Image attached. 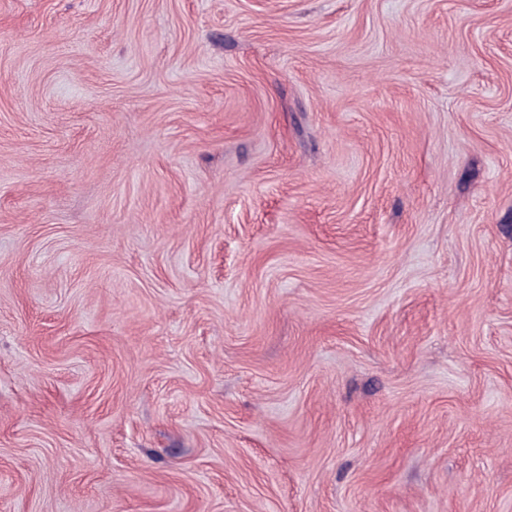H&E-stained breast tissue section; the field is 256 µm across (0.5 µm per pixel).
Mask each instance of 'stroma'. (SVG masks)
Masks as SVG:
<instances>
[{"instance_id":"35a3bbf8","label":"stroma","mask_w":512,"mask_h":512,"mask_svg":"<svg viewBox=\"0 0 512 512\" xmlns=\"http://www.w3.org/2000/svg\"><path fill=\"white\" fill-rule=\"evenodd\" d=\"M0 512H512V0H0Z\"/></svg>"}]
</instances>
